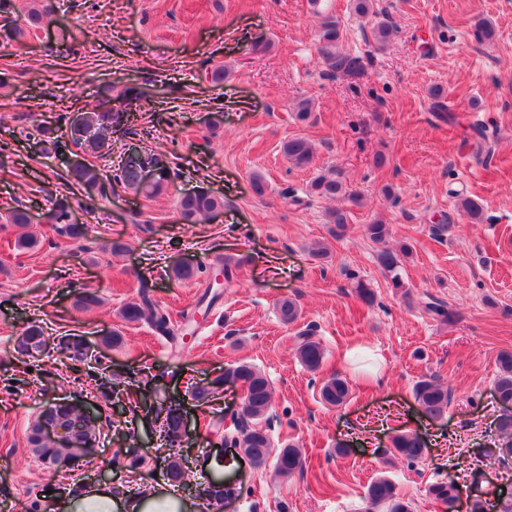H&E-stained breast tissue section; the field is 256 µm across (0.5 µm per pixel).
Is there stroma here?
<instances>
[{"mask_svg": "<svg viewBox=\"0 0 512 512\" xmlns=\"http://www.w3.org/2000/svg\"><path fill=\"white\" fill-rule=\"evenodd\" d=\"M50 3V22L32 26L27 13ZM0 20V512H58L44 490L56 475L38 459L27 432L43 406L67 401L99 420L93 466L68 472L69 482L111 486L134 496L166 484L170 459L155 423L158 405L178 401L190 431L177 446L187 478L182 496L198 505L215 476L237 482L223 512H359L368 485L392 479L413 512H441L428 486L453 471V451L492 449L502 412L493 393L496 358L512 349V0H375V15L355 14L352 0H17ZM344 30L342 48L357 57L356 76L331 79L319 61L318 11ZM387 19L393 36L378 46L371 29ZM487 19L493 42L475 24ZM265 49H258V42ZM223 82H211L215 68ZM146 86L134 134L113 137L100 165L117 168L129 146L165 153L175 176L167 191L147 199L120 185L86 197L67 180L72 156L63 146L36 143L34 124L66 130L75 109L94 106L107 85ZM313 104L308 121L293 105ZM441 101L458 119L431 110ZM486 127L490 143L471 128ZM302 136L315 147L311 166L295 167L285 141ZM335 167L361 197H310L317 170ZM268 184L264 196L252 174ZM391 196H384L383 187ZM207 189L224 208L200 224L178 221L186 194ZM70 194L84 238L72 240L46 224L45 214ZM478 201L472 220L458 197ZM24 207L30 228L7 223ZM345 209L342 237L329 233L325 213ZM383 220L392 245L410 255L395 291L379 267L377 244L363 231ZM449 222L442 237L432 225ZM34 232L39 244L19 239ZM121 251H113V244ZM325 244L326 258L313 256ZM241 260L223 288L214 278L224 260ZM190 261L193 279L174 280L171 267ZM372 289L365 304L352 295L351 276ZM219 289L209 307L200 297ZM99 303L74 305L83 291ZM165 308L172 337L121 311L140 292ZM429 293L456 320H433L417 301ZM295 299L298 320L283 324L278 303ZM39 325L44 344L28 363L16 359L18 338ZM312 330L326 350L318 372L296 359L297 335ZM74 334L93 357L79 363L60 348ZM119 344H109L112 335ZM268 377L275 443L300 449L303 473L235 460L216 424L231 428L242 386L226 380L209 399H193L238 364ZM347 375L352 396L321 402L322 380ZM434 376L452 402L444 420L424 417L413 386ZM418 433L427 448L416 464L391 453L392 438ZM144 464L129 472L131 455Z\"/></svg>", "mask_w": 512, "mask_h": 512, "instance_id": "obj_1", "label": "stroma"}]
</instances>
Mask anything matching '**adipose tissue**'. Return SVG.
I'll use <instances>...</instances> for the list:
<instances>
[{"instance_id":"adipose-tissue-1","label":"adipose tissue","mask_w":512,"mask_h":512,"mask_svg":"<svg viewBox=\"0 0 512 512\" xmlns=\"http://www.w3.org/2000/svg\"><path fill=\"white\" fill-rule=\"evenodd\" d=\"M58 505L62 512H186L188 508L179 491L169 486L128 500L114 497L106 487H86L63 494Z\"/></svg>"}]
</instances>
